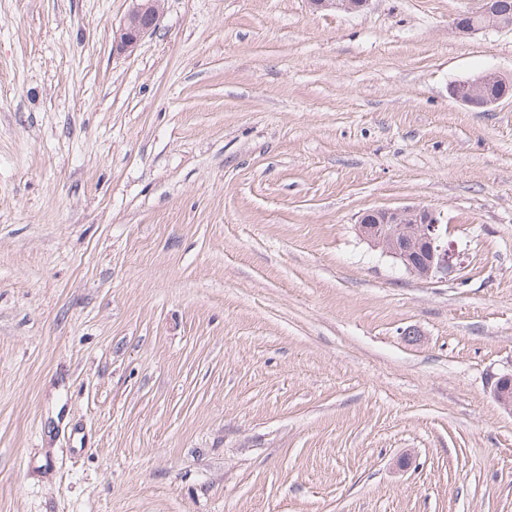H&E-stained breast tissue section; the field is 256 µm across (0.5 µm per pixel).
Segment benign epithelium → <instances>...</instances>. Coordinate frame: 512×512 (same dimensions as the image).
<instances>
[{
    "label": "benign epithelium",
    "instance_id": "7a95c632",
    "mask_svg": "<svg viewBox=\"0 0 512 512\" xmlns=\"http://www.w3.org/2000/svg\"><path fill=\"white\" fill-rule=\"evenodd\" d=\"M369 0H310L317 9H342L358 12ZM160 19V0H134V6L122 26L116 31L114 47L120 52L135 49L147 35L156 31ZM507 21L488 10L479 22L468 15L457 16L450 24L452 33L471 36L491 28H504ZM498 92L490 96L489 87ZM452 96L462 104L490 107L512 96V85L494 71H486L452 87ZM360 237L400 263L422 280L445 279L460 265L459 254L448 241V227L441 224L437 211L429 208L402 207L372 209L359 220ZM493 398L512 413V376H503L493 387Z\"/></svg>",
    "mask_w": 512,
    "mask_h": 512
}]
</instances>
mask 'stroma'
Returning <instances> with one entry per match:
<instances>
[{"label":"stroma","instance_id":"35a3bbf8","mask_svg":"<svg viewBox=\"0 0 512 512\" xmlns=\"http://www.w3.org/2000/svg\"><path fill=\"white\" fill-rule=\"evenodd\" d=\"M477 0H0V512H512V29ZM428 207L424 281L359 239ZM135 4L116 31L114 38L115 50L120 52L133 51L147 35L156 31L160 19V0H134ZM469 16L468 14L457 16L450 24L451 32L458 36H471L491 28H506L508 23L507 20L491 10L484 13L480 22L469 21L467 19ZM494 85L498 92L489 96L487 90ZM452 96L462 104L477 107H490L502 99L512 96L511 83L505 80L494 71H486L477 76L459 82L452 87ZM357 227L363 240L422 280L445 279L461 264L436 210L372 209L361 215Z\"/></svg>","mask_w":512,"mask_h":512}]
</instances>
